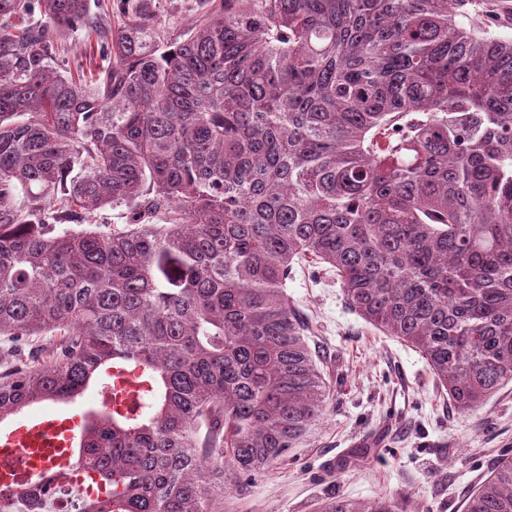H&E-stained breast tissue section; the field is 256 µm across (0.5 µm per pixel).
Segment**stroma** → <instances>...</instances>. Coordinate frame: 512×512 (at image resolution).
<instances>
[{
    "instance_id": "obj_1",
    "label": "stroma",
    "mask_w": 512,
    "mask_h": 512,
    "mask_svg": "<svg viewBox=\"0 0 512 512\" xmlns=\"http://www.w3.org/2000/svg\"><path fill=\"white\" fill-rule=\"evenodd\" d=\"M312 321L308 338L334 396L311 447L268 467L235 512H317L322 499L384 494L408 512H463L502 455L512 454V385L463 413L425 360L346 304L335 275L310 266L287 284ZM378 445L362 461L364 441Z\"/></svg>"
}]
</instances>
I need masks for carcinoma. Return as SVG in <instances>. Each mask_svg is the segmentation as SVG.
Returning <instances> with one entry per match:
<instances>
[{
	"label": "carcinoma",
	"instance_id": "carcinoma-1",
	"mask_svg": "<svg viewBox=\"0 0 512 512\" xmlns=\"http://www.w3.org/2000/svg\"><path fill=\"white\" fill-rule=\"evenodd\" d=\"M131 2L86 83L50 62L89 0H0V423L112 381L72 445L112 496L79 512H234L311 445V259L458 410L512 384V39L474 0H204L174 35ZM46 484L0 512H49ZM465 512H512L511 456Z\"/></svg>",
	"mask_w": 512,
	"mask_h": 512
}]
</instances>
